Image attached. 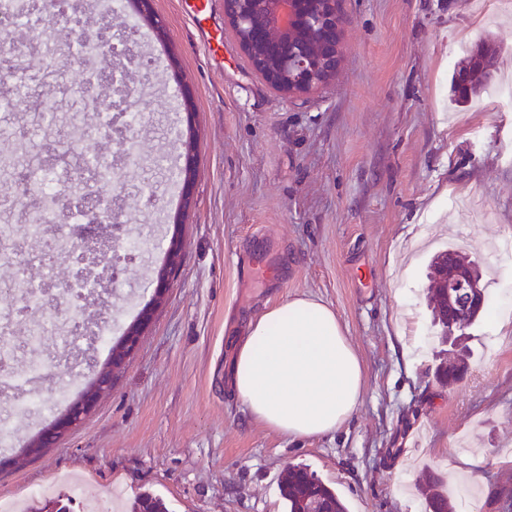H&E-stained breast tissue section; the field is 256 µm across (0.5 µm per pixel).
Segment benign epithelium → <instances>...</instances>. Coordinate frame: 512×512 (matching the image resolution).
I'll return each mask as SVG.
<instances>
[{"label": "benign epithelium", "instance_id": "obj_1", "mask_svg": "<svg viewBox=\"0 0 512 512\" xmlns=\"http://www.w3.org/2000/svg\"><path fill=\"white\" fill-rule=\"evenodd\" d=\"M153 0H130L132 26L127 36L138 31L140 23L159 26L152 10ZM224 16L236 32L238 46L254 73L271 88L290 99L308 98L326 88L336 75L343 58L346 19L339 0H224ZM182 210L193 203L195 152L186 146L181 155ZM182 247L181 225L172 230L166 250L167 265L175 264ZM140 332L129 328L122 346L112 349L107 366L94 379L95 392L112 389V374L125 366L137 347ZM94 407V399L83 396L66 410L40 436L52 448L57 440L79 424Z\"/></svg>", "mask_w": 512, "mask_h": 512}]
</instances>
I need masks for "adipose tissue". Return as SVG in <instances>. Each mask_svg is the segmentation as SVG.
<instances>
[{
  "instance_id": "adipose-tissue-1",
  "label": "adipose tissue",
  "mask_w": 512,
  "mask_h": 512,
  "mask_svg": "<svg viewBox=\"0 0 512 512\" xmlns=\"http://www.w3.org/2000/svg\"><path fill=\"white\" fill-rule=\"evenodd\" d=\"M230 378L252 417L295 439L334 432L349 420L361 402L364 372L334 309L297 297L250 323Z\"/></svg>"
}]
</instances>
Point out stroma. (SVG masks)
Listing matches in <instances>:
<instances>
[{"instance_id":"1","label":"stroma","mask_w":512,"mask_h":512,"mask_svg":"<svg viewBox=\"0 0 512 512\" xmlns=\"http://www.w3.org/2000/svg\"><path fill=\"white\" fill-rule=\"evenodd\" d=\"M163 31L141 26L129 70L145 73L135 99L145 114L140 166L122 172L126 206L107 236L136 240L90 301L49 292L47 319L112 322L122 336L151 299L175 215L183 258L138 347L115 374L110 395L55 448L0 470V497L30 501L34 489L79 498L111 492L133 501L162 497L170 512H285L278 484L304 463L336 489L348 512H425L412 489L435 472L453 497L473 484L481 512L512 493V109L489 96L455 101L458 40L492 36L495 79L512 73V11L486 0H340L347 24L335 79L311 98L288 99L258 77L216 11L207 21L224 49L209 54L179 0H154ZM66 34L57 54L28 71L34 88L0 129H35L38 103L54 97L58 121L37 131L34 150L53 162L70 104L82 101L68 44L81 28L50 15ZM195 105L194 199L180 209L179 176L166 160L182 153L181 91ZM22 185L0 178V225L25 248ZM466 238L485 280L490 318L463 326L471 357L453 387L435 379L427 271L434 252ZM296 296L332 307L364 365L363 400L340 429L291 439L250 417L231 393L232 342L251 320ZM0 344L43 364L42 391H86L112 347L86 353L60 335L29 346L21 305ZM27 393L0 391V417L17 440L36 436L60 406L21 414Z\"/></svg>"}]
</instances>
